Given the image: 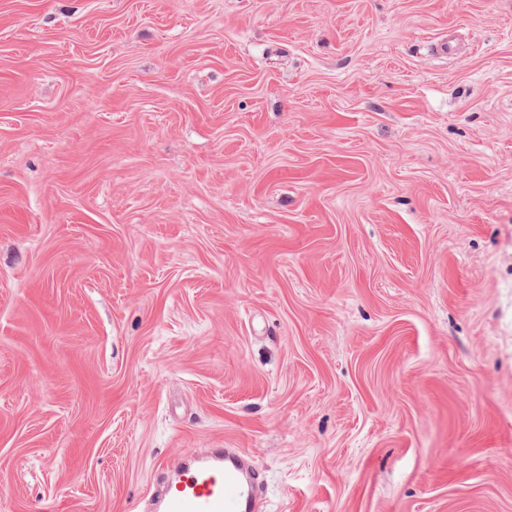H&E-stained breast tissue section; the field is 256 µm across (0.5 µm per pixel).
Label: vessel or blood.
Listing matches in <instances>:
<instances>
[{"mask_svg":"<svg viewBox=\"0 0 512 512\" xmlns=\"http://www.w3.org/2000/svg\"><path fill=\"white\" fill-rule=\"evenodd\" d=\"M262 504L243 452L214 448L168 482L158 512H259Z\"/></svg>","mask_w":512,"mask_h":512,"instance_id":"vessel-or-blood-1","label":"vessel or blood"}]
</instances>
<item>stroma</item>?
I'll use <instances>...</instances> for the list:
<instances>
[{"label":"stroma","mask_w":512,"mask_h":512,"mask_svg":"<svg viewBox=\"0 0 512 512\" xmlns=\"http://www.w3.org/2000/svg\"><path fill=\"white\" fill-rule=\"evenodd\" d=\"M210 448L512 512V0H0V512Z\"/></svg>","instance_id":"stroma-1"}]
</instances>
